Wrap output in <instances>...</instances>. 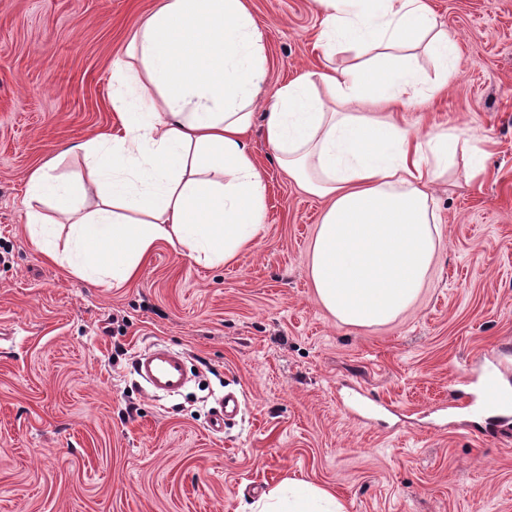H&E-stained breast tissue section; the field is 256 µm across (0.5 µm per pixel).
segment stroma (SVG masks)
Returning a JSON list of instances; mask_svg holds the SVG:
<instances>
[{
	"label": "stroma",
	"instance_id": "35a3bbf8",
	"mask_svg": "<svg viewBox=\"0 0 512 512\" xmlns=\"http://www.w3.org/2000/svg\"><path fill=\"white\" fill-rule=\"evenodd\" d=\"M156 0H0V512H242L284 479L347 512H512V0H430L456 46L446 91L406 122L481 139L484 172L434 189L443 245L416 302L353 327L318 301L311 245L327 207L249 134L263 229L205 266L158 242L121 286L80 278L30 240V172L85 170L78 144L116 127L112 62ZM263 33L262 102L319 69L315 0H247ZM160 342L196 381L154 396L133 373ZM239 414L211 426L227 393Z\"/></svg>",
	"mask_w": 512,
	"mask_h": 512
}]
</instances>
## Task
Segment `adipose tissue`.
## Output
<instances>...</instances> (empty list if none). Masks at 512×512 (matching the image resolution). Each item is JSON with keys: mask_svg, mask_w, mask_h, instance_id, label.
<instances>
[{"mask_svg": "<svg viewBox=\"0 0 512 512\" xmlns=\"http://www.w3.org/2000/svg\"><path fill=\"white\" fill-rule=\"evenodd\" d=\"M323 47L367 48L368 60L330 62L283 86L265 114V140L308 194L328 199L311 251L322 306L342 324L395 320L417 299L442 247L432 185L449 174L475 179L479 138L454 128L420 132L400 114L419 74L413 52L436 64L431 92L447 87L455 46L428 0H316ZM266 57L245 0H157L112 63L119 132L80 144L86 176L64 182L48 160L29 175L26 223L37 248L79 276L134 278L156 243L180 246L207 266L253 245L265 184L249 143ZM160 97L134 111L128 84ZM73 230L52 248L40 204ZM254 512H346L328 489L288 478Z\"/></svg>", "mask_w": 512, "mask_h": 512, "instance_id": "adipose-tissue-1", "label": "adipose tissue"}]
</instances>
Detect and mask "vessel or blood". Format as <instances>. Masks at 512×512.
Segmentation results:
<instances>
[{"label": "vessel or blood", "instance_id": "1", "mask_svg": "<svg viewBox=\"0 0 512 512\" xmlns=\"http://www.w3.org/2000/svg\"><path fill=\"white\" fill-rule=\"evenodd\" d=\"M135 372L152 394L173 396L186 386L187 359L181 351L154 344L137 355Z\"/></svg>", "mask_w": 512, "mask_h": 512}]
</instances>
